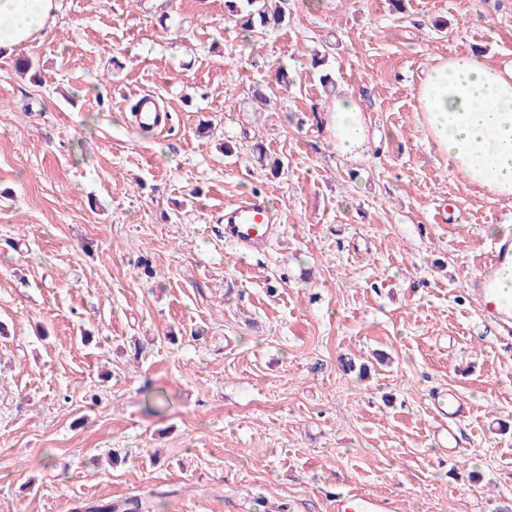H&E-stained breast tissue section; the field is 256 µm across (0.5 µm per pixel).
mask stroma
I'll list each match as a JSON object with an SVG mask.
<instances>
[{
  "mask_svg": "<svg viewBox=\"0 0 512 512\" xmlns=\"http://www.w3.org/2000/svg\"><path fill=\"white\" fill-rule=\"evenodd\" d=\"M281 6L248 42L224 0H57L0 58V512H512V345L470 291L512 199L469 189L416 112L437 59L512 60V0ZM146 94L168 126L139 128ZM252 193L281 222L244 252L224 210ZM438 387L471 405L453 462ZM330 119L336 151L342 155H357L366 139L365 118L357 100L352 95L338 97L331 108ZM336 512H397L398 503L394 499L382 498L370 493L352 494L336 498Z\"/></svg>",
  "mask_w": 512,
  "mask_h": 512,
  "instance_id": "35a3bbf8",
  "label": "stroma"
}]
</instances>
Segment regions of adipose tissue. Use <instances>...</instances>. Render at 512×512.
Listing matches in <instances>:
<instances>
[{
  "instance_id": "1",
  "label": "adipose tissue",
  "mask_w": 512,
  "mask_h": 512,
  "mask_svg": "<svg viewBox=\"0 0 512 512\" xmlns=\"http://www.w3.org/2000/svg\"><path fill=\"white\" fill-rule=\"evenodd\" d=\"M56 0H0V57L41 37ZM426 139L447 157L465 183L496 199L512 198V61L475 52L435 61L417 87ZM331 131L336 150L358 154L366 123L350 95L334 102Z\"/></svg>"
}]
</instances>
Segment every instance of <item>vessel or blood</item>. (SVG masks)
I'll return each mask as SVG.
<instances>
[{"label": "vessel or blood", "mask_w": 512, "mask_h": 512, "mask_svg": "<svg viewBox=\"0 0 512 512\" xmlns=\"http://www.w3.org/2000/svg\"><path fill=\"white\" fill-rule=\"evenodd\" d=\"M277 214L270 212L262 199L251 197L245 202L224 211V237L226 241L250 249L261 248L277 221ZM512 266V235L496 239L479 267L480 288L474 298L480 312L497 327L503 337L512 336V299L506 298L498 288L495 272ZM434 424L430 437L449 456H458L461 443L456 428L470 413L467 402L447 389L435 390L431 396ZM335 512H398V503L370 493L346 494L337 497Z\"/></svg>", "instance_id": "vessel-or-blood-1"}]
</instances>
